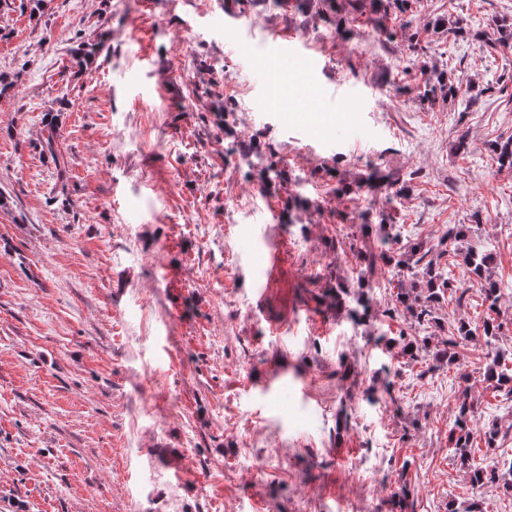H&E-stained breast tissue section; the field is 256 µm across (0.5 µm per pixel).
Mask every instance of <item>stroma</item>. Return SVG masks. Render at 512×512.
Listing matches in <instances>:
<instances>
[{"label": "stroma", "mask_w": 512, "mask_h": 512, "mask_svg": "<svg viewBox=\"0 0 512 512\" xmlns=\"http://www.w3.org/2000/svg\"><path fill=\"white\" fill-rule=\"evenodd\" d=\"M503 17L512 0L0 11L14 83L0 96V512H448L477 494L448 423L469 389L512 450L486 348L435 372L387 348L410 320L389 268L362 289L360 251L383 217L437 253L468 226L511 288L499 344L512 347V174L491 151L512 135V50L488 45ZM104 31L106 50L77 65V39ZM283 32L316 69L272 51ZM441 80L455 98H428ZM338 83L341 106L314 97ZM266 243L285 253L263 293ZM478 494L512 512L503 485Z\"/></svg>", "instance_id": "35a3bbf8"}]
</instances>
